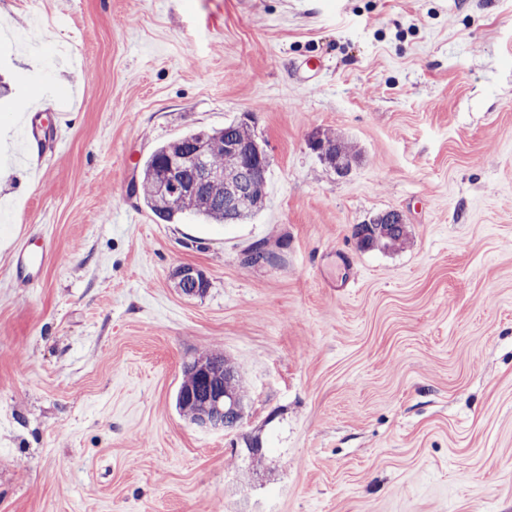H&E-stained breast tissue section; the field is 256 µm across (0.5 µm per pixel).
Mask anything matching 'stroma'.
Masks as SVG:
<instances>
[{
	"label": "stroma",
	"instance_id": "obj_1",
	"mask_svg": "<svg viewBox=\"0 0 512 512\" xmlns=\"http://www.w3.org/2000/svg\"><path fill=\"white\" fill-rule=\"evenodd\" d=\"M1 10L0 512H512V0ZM243 117L269 159L251 220L161 224L129 196L158 145ZM388 210L405 242L361 249ZM259 239L275 257L248 264ZM206 353L239 372L234 431L175 407ZM316 137L319 142L336 158L339 157L341 162L347 163L346 169L343 173L345 174L350 169L351 163L358 158V154L354 152L351 147L341 138L337 137L331 132H319ZM350 171V170H349ZM30 239L23 241L15 251L16 270L20 272L28 270L40 271L42 266L50 264L56 257L52 246L48 242L32 246Z\"/></svg>",
	"mask_w": 512,
	"mask_h": 512
}]
</instances>
